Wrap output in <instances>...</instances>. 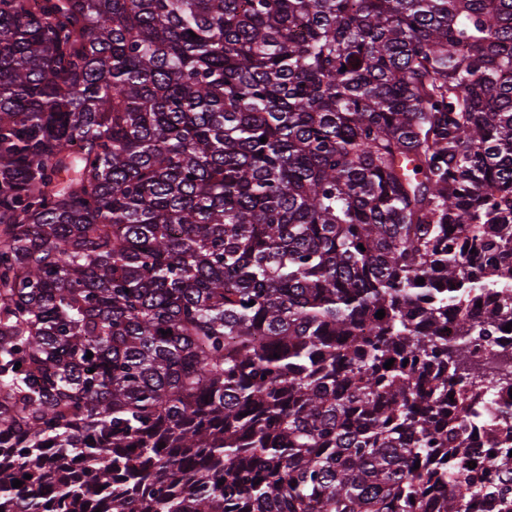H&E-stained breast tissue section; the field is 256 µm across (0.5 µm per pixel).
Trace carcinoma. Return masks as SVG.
<instances>
[{
	"instance_id": "1",
	"label": "carcinoma",
	"mask_w": 512,
	"mask_h": 512,
	"mask_svg": "<svg viewBox=\"0 0 512 512\" xmlns=\"http://www.w3.org/2000/svg\"><path fill=\"white\" fill-rule=\"evenodd\" d=\"M505 321L512 0H0V512H512Z\"/></svg>"
}]
</instances>
